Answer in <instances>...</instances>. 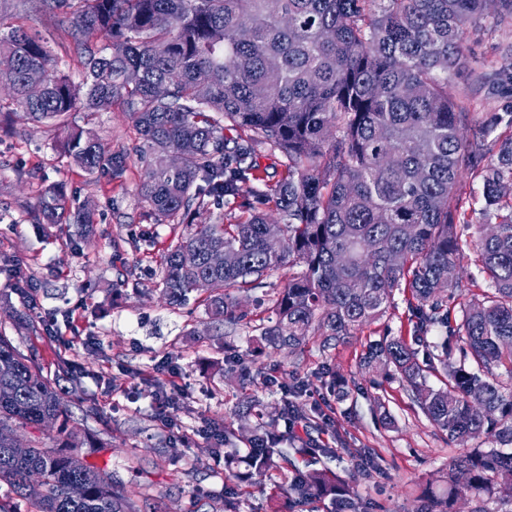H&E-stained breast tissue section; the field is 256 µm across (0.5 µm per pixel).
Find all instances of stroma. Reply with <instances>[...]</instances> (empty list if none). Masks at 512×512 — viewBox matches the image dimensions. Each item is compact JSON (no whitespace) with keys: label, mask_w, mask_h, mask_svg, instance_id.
I'll return each mask as SVG.
<instances>
[{"label":"stroma","mask_w":512,"mask_h":512,"mask_svg":"<svg viewBox=\"0 0 512 512\" xmlns=\"http://www.w3.org/2000/svg\"><path fill=\"white\" fill-rule=\"evenodd\" d=\"M0 18L47 41L62 68L80 80L77 40L57 29L26 0H0ZM473 57L502 63L512 49V25L498 23L494 10L467 32ZM448 89L468 99L481 118H512V83H477L470 66L448 76ZM72 121L93 129L105 148L129 154L122 177H92L54 148L41 125L16 122L12 134L0 132V310L29 311L52 326L49 334H28L4 322L23 353H36L43 371L66 366L77 377L63 396L84 438L98 441L86 452L88 463L115 472L136 505L156 512H224V461L209 453L223 427H252L248 399L267 407L281 400L279 382L301 378L311 384L305 399L308 419L292 435L295 444L311 440L334 448L322 467L353 480L359 497L380 512H416L417 486L462 448L449 442L413 405L396 380H379L361 368L369 342L383 336L412 338L407 292L393 291L386 314L356 330L347 342L323 348L311 338L300 350H267L256 368L264 379L239 382L222 378L226 352L244 354L268 326L271 307L299 266L271 272L263 287L240 294L244 320L235 331L215 328L205 307L190 300L168 306L156 292L159 256L180 228L155 223L137 195L141 166L133 154L139 144L128 113L111 109L72 113ZM54 183L66 186L70 207L91 204L97 240L72 246L67 231L43 233L34 222L41 193ZM29 281V301L14 292L15 271ZM139 278L142 292L123 286ZM277 385H268V377ZM175 389L169 415L160 414V388ZM95 415H86L88 405ZM391 425H383V415ZM179 441L181 464L161 460L159 451ZM377 456L381 469L357 470L360 451ZM285 471L244 487L238 512H288Z\"/></svg>","instance_id":"obj_1"}]
</instances>
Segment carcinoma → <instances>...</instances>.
<instances>
[{
	"label": "carcinoma",
	"instance_id": "cac0c4a2",
	"mask_svg": "<svg viewBox=\"0 0 512 512\" xmlns=\"http://www.w3.org/2000/svg\"><path fill=\"white\" fill-rule=\"evenodd\" d=\"M35 9L81 45L82 80L59 67L48 43L20 26L0 27V59L15 69L8 118L46 127L62 153L88 174L119 176L129 156L105 150L91 131L70 121L78 109L117 107L133 116L144 173L141 202L157 224H180L182 234L161 255L157 288L184 306L209 281L204 306L211 319L236 325L237 294L260 287L285 263L304 270L288 280L272 306L266 346L291 352L309 339L337 346L352 331L386 313L394 289L405 287L414 340L385 336L369 344L362 367L406 383L412 400L448 440L485 437L419 486L418 512H456L463 498L475 512H512V120H498L466 140L462 130L478 113L448 92V72L466 58L465 30L486 10L485 0H33ZM142 81L124 82L128 71ZM43 77L40 97L28 77ZM234 131L228 137L224 131ZM188 138L195 151L179 169L170 152ZM268 145L285 159L275 184L259 181L257 150ZM495 153V160L484 163ZM482 184L481 214L496 225L473 244L454 225L466 219L459 194L463 166ZM252 194V207L226 223L197 222L207 199L230 205ZM277 217H272V214ZM36 219L48 227L73 224L92 240L94 213L67 207L65 187L46 188ZM473 248L491 281L466 297L448 266ZM192 249L197 262L186 266ZM402 257L392 264L393 254ZM346 262H338V256ZM445 331L433 352L417 345ZM460 361L450 362L453 346ZM223 376L243 377L242 358L224 355ZM64 371L43 374L36 354H23L0 331V483L12 501L0 512H137L113 474L80 457L87 444L60 401ZM257 419L245 451L224 430L228 480L225 512H236L241 485L289 464L287 432L277 421L301 415L296 402L273 414L253 404ZM57 424L56 444L34 440L23 454L10 435ZM311 458L294 467L288 499L294 508L329 500L335 512H373L347 479L312 467L335 449L296 448ZM83 495L74 498L70 486Z\"/></svg>",
	"mask_w": 512,
	"mask_h": 512
}]
</instances>
